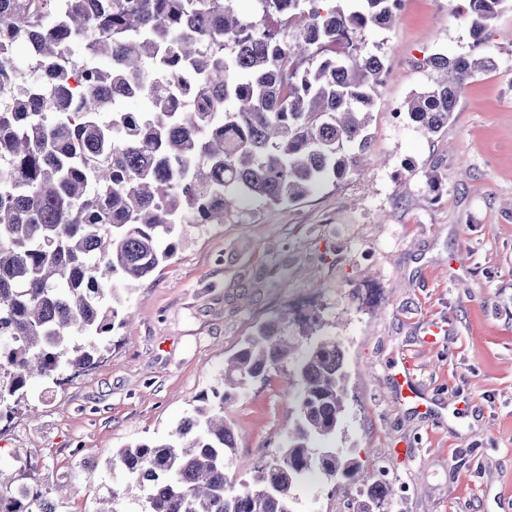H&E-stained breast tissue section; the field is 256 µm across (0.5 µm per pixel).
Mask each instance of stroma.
<instances>
[{
	"instance_id": "stroma-1",
	"label": "stroma",
	"mask_w": 512,
	"mask_h": 512,
	"mask_svg": "<svg viewBox=\"0 0 512 512\" xmlns=\"http://www.w3.org/2000/svg\"><path fill=\"white\" fill-rule=\"evenodd\" d=\"M465 0H406L363 50L389 76L360 172L296 203L231 198L220 224L183 225L174 257L122 297L130 327L92 369L49 388L0 423V466L38 482L56 512H143V494L112 466L116 449L164 440L255 329L300 303L344 352L349 410L339 445L364 469L383 465L387 512H501L512 501V10L488 29L496 72L463 89L453 120L429 134L392 110L434 77L436 52L473 53L457 18ZM438 179L430 190L428 174ZM441 330L423 340L427 323ZM407 359L441 402L427 416L401 401L390 365ZM294 390L270 371L225 410L238 428L229 476L251 482L280 445ZM463 397L470 413L455 418ZM299 512H361L324 475L296 489Z\"/></svg>"
}]
</instances>
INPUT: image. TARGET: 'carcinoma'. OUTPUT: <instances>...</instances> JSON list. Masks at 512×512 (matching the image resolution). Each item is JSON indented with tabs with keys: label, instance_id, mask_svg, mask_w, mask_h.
I'll return each mask as SVG.
<instances>
[{
	"label": "carcinoma",
	"instance_id": "carcinoma-1",
	"mask_svg": "<svg viewBox=\"0 0 512 512\" xmlns=\"http://www.w3.org/2000/svg\"><path fill=\"white\" fill-rule=\"evenodd\" d=\"M510 1L465 0L483 50L430 55L436 77L400 106L412 123L442 131L468 82L498 69L486 32ZM252 2L243 16L232 0H0V421L33 380L58 384L100 360L129 323L117 289L173 258L184 222L224 223L231 196L298 202L359 171L389 69L357 44L345 56L329 45L342 29L390 28L403 0ZM185 70L194 108L180 112ZM132 99L144 109L128 111ZM288 365L284 441L238 487L224 405ZM346 383L336 339L290 335L281 315L246 339L169 439L131 443L112 462L144 492V512H296V486L315 469L380 512L392 482L361 475L336 447ZM5 499L0 512H56L13 494L0 469Z\"/></svg>",
	"mask_w": 512,
	"mask_h": 512
}]
</instances>
